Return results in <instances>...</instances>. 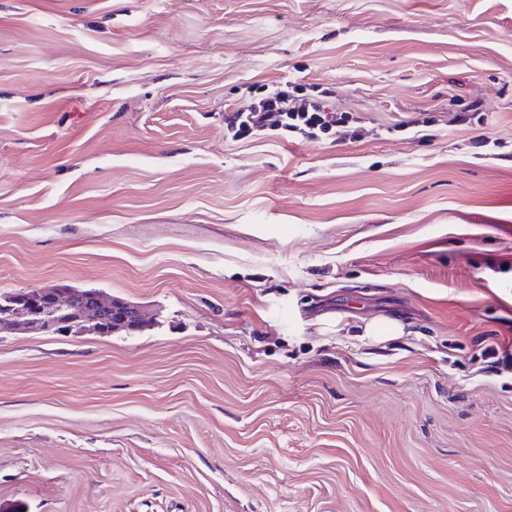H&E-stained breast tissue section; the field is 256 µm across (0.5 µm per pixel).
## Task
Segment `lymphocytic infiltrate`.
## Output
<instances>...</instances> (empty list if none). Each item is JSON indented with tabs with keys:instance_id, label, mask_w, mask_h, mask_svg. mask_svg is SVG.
Here are the masks:
<instances>
[{
	"instance_id": "1",
	"label": "lymphocytic infiltrate",
	"mask_w": 512,
	"mask_h": 512,
	"mask_svg": "<svg viewBox=\"0 0 512 512\" xmlns=\"http://www.w3.org/2000/svg\"><path fill=\"white\" fill-rule=\"evenodd\" d=\"M336 91L324 84L283 80L251 92L224 113V133L234 140L273 137L321 142L351 140L363 133L359 113L337 109Z\"/></svg>"
}]
</instances>
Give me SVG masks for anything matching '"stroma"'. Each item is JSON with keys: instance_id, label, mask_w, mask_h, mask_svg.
<instances>
[{"instance_id": "obj_1", "label": "stroma", "mask_w": 512, "mask_h": 512, "mask_svg": "<svg viewBox=\"0 0 512 512\" xmlns=\"http://www.w3.org/2000/svg\"><path fill=\"white\" fill-rule=\"evenodd\" d=\"M287 78L367 135L225 136ZM54 286L154 320L0 333V512H512V0H0V294ZM373 343H382L404 336V326L397 320L376 318L363 326V335Z\"/></svg>"}]
</instances>
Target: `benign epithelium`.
<instances>
[{"mask_svg": "<svg viewBox=\"0 0 512 512\" xmlns=\"http://www.w3.org/2000/svg\"><path fill=\"white\" fill-rule=\"evenodd\" d=\"M35 309L52 314L44 324L46 329L82 321L90 323V329L97 333L112 334L139 330L149 322L142 309L133 304L114 303L102 295H88L66 287H38L26 289L16 297L7 315L0 319V331L38 326L39 322L32 318Z\"/></svg>", "mask_w": 512, "mask_h": 512, "instance_id": "obj_1", "label": "benign epithelium"}]
</instances>
